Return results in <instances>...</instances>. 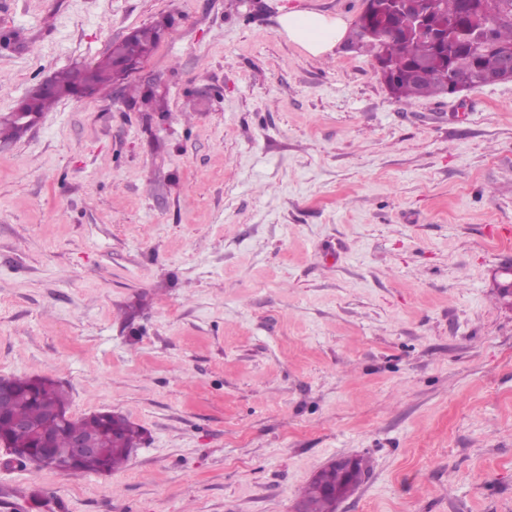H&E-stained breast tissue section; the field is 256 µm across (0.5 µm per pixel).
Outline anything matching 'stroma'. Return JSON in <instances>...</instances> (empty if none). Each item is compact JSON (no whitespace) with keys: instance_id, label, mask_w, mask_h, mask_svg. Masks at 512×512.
<instances>
[{"instance_id":"stroma-1","label":"stroma","mask_w":512,"mask_h":512,"mask_svg":"<svg viewBox=\"0 0 512 512\" xmlns=\"http://www.w3.org/2000/svg\"><path fill=\"white\" fill-rule=\"evenodd\" d=\"M0 0V117L161 28L139 72L0 144V377L144 430L126 466L0 467V512H512V81L406 105L289 10ZM288 40L314 56L331 52L344 38L346 22L317 12L293 11L279 17ZM333 487L343 497L355 486L352 484L351 475L343 468L330 464L312 478L302 496L301 507L306 512H334L335 503L326 492Z\"/></svg>"}]
</instances>
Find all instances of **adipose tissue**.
Wrapping results in <instances>:
<instances>
[{"label":"adipose tissue","mask_w":512,"mask_h":512,"mask_svg":"<svg viewBox=\"0 0 512 512\" xmlns=\"http://www.w3.org/2000/svg\"><path fill=\"white\" fill-rule=\"evenodd\" d=\"M279 25L290 41L316 56L331 52L346 33V23L341 18L309 11L285 13L280 16Z\"/></svg>","instance_id":"obj_1"}]
</instances>
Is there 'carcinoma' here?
<instances>
[{
    "instance_id": "obj_1",
    "label": "carcinoma",
    "mask_w": 512,
    "mask_h": 512,
    "mask_svg": "<svg viewBox=\"0 0 512 512\" xmlns=\"http://www.w3.org/2000/svg\"><path fill=\"white\" fill-rule=\"evenodd\" d=\"M425 14L429 29L448 33L449 66L434 63L438 47L429 37H408L393 27L382 30H364L356 20L348 39L374 60L385 62L380 73L391 95L399 102L414 100L446 92L448 80L466 77L485 85L502 68V58L512 50V0H413ZM159 29L155 26L139 28L125 38L112 43L106 58L87 70L95 86H104L122 79L116 65L132 56L147 58L157 46ZM423 62L428 68L415 77L412 65ZM77 69L69 68L54 75L58 88L55 95L33 94L23 99L26 111L40 115L57 101L73 93ZM13 397L0 402V438L9 439L16 448L32 449V457L39 468H55L52 456L40 446L35 436L13 429L15 419H26L54 430V447L65 448L71 435L80 434L100 443L101 451L83 457L65 473H106L122 467L132 449L143 440L140 427L117 414L95 413L82 418L68 415V394L50 378L12 376L7 378ZM336 488L345 496L354 488L352 476L343 468L328 465L319 470L306 488L301 507L307 512H334V501L327 489Z\"/></svg>"
}]
</instances>
